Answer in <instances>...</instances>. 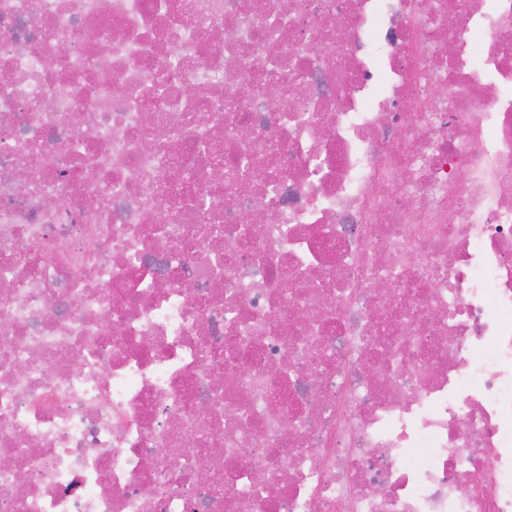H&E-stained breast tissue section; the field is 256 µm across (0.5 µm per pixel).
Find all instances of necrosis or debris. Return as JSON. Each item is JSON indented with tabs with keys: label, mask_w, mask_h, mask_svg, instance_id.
<instances>
[{
	"label": "necrosis or debris",
	"mask_w": 512,
	"mask_h": 512,
	"mask_svg": "<svg viewBox=\"0 0 512 512\" xmlns=\"http://www.w3.org/2000/svg\"><path fill=\"white\" fill-rule=\"evenodd\" d=\"M0 512H512V0H0Z\"/></svg>",
	"instance_id": "necrosis-or-debris-1"
}]
</instances>
